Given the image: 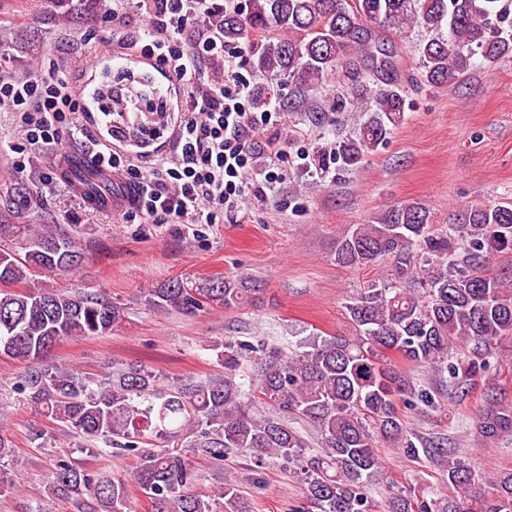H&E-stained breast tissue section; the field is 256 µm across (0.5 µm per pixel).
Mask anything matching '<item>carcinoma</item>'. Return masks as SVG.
Listing matches in <instances>:
<instances>
[{
	"instance_id": "obj_1",
	"label": "carcinoma",
	"mask_w": 512,
	"mask_h": 512,
	"mask_svg": "<svg viewBox=\"0 0 512 512\" xmlns=\"http://www.w3.org/2000/svg\"><path fill=\"white\" fill-rule=\"evenodd\" d=\"M47 3L66 17L85 6L84 0ZM206 15L224 45L249 47L252 65L275 94L290 85L318 89L335 78L347 52L360 55L378 88L367 95L359 72H350L351 106L368 118L355 136L314 152L312 164L322 172L357 168L404 120L400 60L380 31L402 36L417 24L448 29L447 37L420 50L431 85H455L476 56L487 64L512 58L508 0H236ZM70 178L89 194L112 192L80 164ZM431 224L426 204L404 202L354 225L338 242L342 266L393 264L392 277L369 282L346 305L354 335L305 336L288 351L264 342L216 343L224 374L171 382L139 364H123L100 379L45 364L65 339L111 334L125 308L100 292L16 289L45 271L78 266L84 248L55 224L37 230L0 224V241L19 246L0 248V358L26 365L12 385L16 400L49 425L63 424L91 444L139 457L127 481L83 470L60 455L49 493L73 501L77 512H125L134 484L154 512H217L215 500L191 490L193 457L219 463L241 451L258 468L270 459L287 465L318 512H371L365 488L379 469L377 440L394 443L412 460L447 454L439 440L408 430L398 403L417 409L434 406V399L391 367L386 353L448 373L464 393L486 378L497 345L512 339V280L486 270L492 253L512 249V202L465 205L444 232H432ZM248 292L238 279L176 278L150 289L148 303L196 315L214 304L235 306ZM459 342L467 353L456 360ZM247 363L257 368L253 391L270 408L263 415L252 411L237 380ZM290 416L317 433L319 448L288 426ZM447 479L448 502L411 489L391 497L385 512H512V470L500 473L489 497L477 494L475 468L460 458H448ZM18 480V464L0 469V493L17 489ZM217 498L223 512H252L232 484Z\"/></svg>"
}]
</instances>
